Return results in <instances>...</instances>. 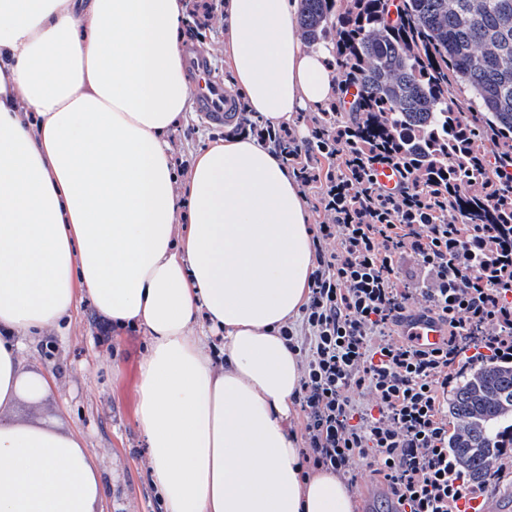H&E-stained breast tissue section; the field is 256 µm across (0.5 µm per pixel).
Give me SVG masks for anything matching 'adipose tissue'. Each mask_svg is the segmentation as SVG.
<instances>
[{
	"label": "adipose tissue",
	"instance_id": "1",
	"mask_svg": "<svg viewBox=\"0 0 512 512\" xmlns=\"http://www.w3.org/2000/svg\"><path fill=\"white\" fill-rule=\"evenodd\" d=\"M295 4L222 0L228 85L273 127L340 92ZM185 22L182 0H0V410L49 393L23 346L86 301L148 338L138 424L166 512H353L289 425L301 357L280 330L315 268L296 180L230 132L185 174L171 160L193 96ZM101 501L82 441L0 420V512Z\"/></svg>",
	"mask_w": 512,
	"mask_h": 512
}]
</instances>
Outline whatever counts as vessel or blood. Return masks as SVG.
Masks as SVG:
<instances>
[{
  "label": "vessel or blood",
  "instance_id": "b4317fda",
  "mask_svg": "<svg viewBox=\"0 0 512 512\" xmlns=\"http://www.w3.org/2000/svg\"><path fill=\"white\" fill-rule=\"evenodd\" d=\"M185 57L190 76L198 87V111L203 112L212 123H224L235 110L232 93L222 81L214 77L208 57L196 47H187ZM404 333L411 336L416 345L433 349L444 343L448 331L439 321L416 313L406 321Z\"/></svg>",
  "mask_w": 512,
  "mask_h": 512
}]
</instances>
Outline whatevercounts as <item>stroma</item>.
<instances>
[{"label":"stroma","instance_id":"35a3bbf8","mask_svg":"<svg viewBox=\"0 0 512 512\" xmlns=\"http://www.w3.org/2000/svg\"><path fill=\"white\" fill-rule=\"evenodd\" d=\"M223 136L222 126L188 112L170 136L177 168L187 169L199 148ZM147 352L141 331L106 334L91 305L82 304L24 354V370L47 375L52 392L38 402L20 400L0 411L1 418L47 422L81 438L101 472L102 512H164L137 422Z\"/></svg>","mask_w":512,"mask_h":512}]
</instances>
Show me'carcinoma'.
I'll list each match as a JSON object with an SVG mask.
<instances>
[{
	"instance_id": "obj_1",
	"label": "carcinoma",
	"mask_w": 512,
	"mask_h": 512,
	"mask_svg": "<svg viewBox=\"0 0 512 512\" xmlns=\"http://www.w3.org/2000/svg\"><path fill=\"white\" fill-rule=\"evenodd\" d=\"M310 45L334 34L336 57L359 88L354 111L360 147L386 136L425 180L476 183L487 200L495 174L480 167L487 129L512 151V0H300ZM399 8L392 16V7ZM455 82L470 93V115L448 98ZM448 213L467 224L493 221L472 197L448 196ZM448 448L475 482L512 445V365L475 364L448 394Z\"/></svg>"
}]
</instances>
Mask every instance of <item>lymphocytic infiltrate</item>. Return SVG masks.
Instances as JSON below:
<instances>
[{
  "mask_svg": "<svg viewBox=\"0 0 512 512\" xmlns=\"http://www.w3.org/2000/svg\"><path fill=\"white\" fill-rule=\"evenodd\" d=\"M238 131L286 156L300 188L315 191V269L308 303L281 335L301 355V454L312 471L354 488L360 467L384 484L392 512H462L488 497L512 463L501 452L489 479L472 483L448 447V389L474 362L512 364V224L449 217L448 193L418 180L388 141L368 153L351 144V114L332 125L274 128L240 109ZM341 159L340 170L325 161ZM400 175L382 189L378 167ZM416 274H399L402 258ZM448 328L425 350L399 326L414 297Z\"/></svg>",
  "mask_w": 512,
  "mask_h": 512,
  "instance_id": "f902f5d3",
  "label": "lymphocytic infiltrate"
}]
</instances>
